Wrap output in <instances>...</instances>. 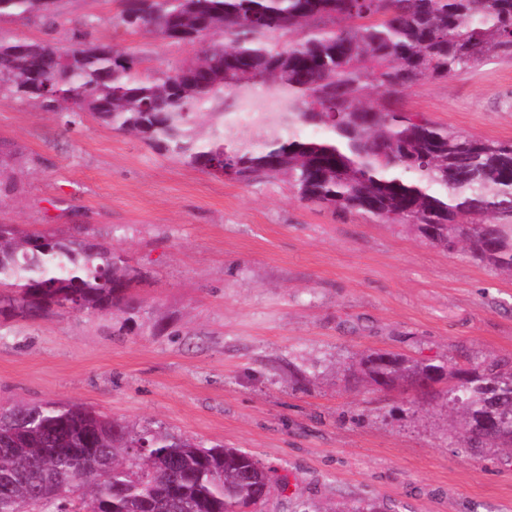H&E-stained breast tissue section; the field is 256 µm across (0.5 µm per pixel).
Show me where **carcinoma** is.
Wrapping results in <instances>:
<instances>
[{
  "instance_id": "carcinoma-1",
  "label": "carcinoma",
  "mask_w": 512,
  "mask_h": 512,
  "mask_svg": "<svg viewBox=\"0 0 512 512\" xmlns=\"http://www.w3.org/2000/svg\"><path fill=\"white\" fill-rule=\"evenodd\" d=\"M56 24L46 0H0V15ZM117 23L200 44L159 77L139 57L99 42L0 40V82L57 114H90L193 168L244 183L288 177L299 199L389 222L438 225L431 242L468 247L512 270V143L418 121L388 100L425 80L512 55V0H127ZM289 36L288 46L280 43ZM310 127L311 137L300 135ZM137 271L111 247L0 224V315L120 311ZM404 379L431 362L393 352L361 356L355 380ZM448 388L462 448L512 453V361L470 367ZM148 447H143V444ZM254 454L206 448L161 430L133 432L97 412L58 403L0 415V512H236L273 487ZM93 473L88 493L76 473ZM332 512H383L373 500Z\"/></svg>"
}]
</instances>
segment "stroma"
<instances>
[{
  "label": "stroma",
  "instance_id": "1",
  "mask_svg": "<svg viewBox=\"0 0 512 512\" xmlns=\"http://www.w3.org/2000/svg\"><path fill=\"white\" fill-rule=\"evenodd\" d=\"M60 25L0 16V39L65 43L93 23L150 75L195 49L115 26L120 0H57ZM393 107L512 142V56L427 80ZM0 224L82 233L142 274L130 309L0 316V412L87 407L256 454L288 489L264 512L374 499L400 512H512V456H464L444 387L352 385L360 355L470 366L512 358V272L416 227L300 201L286 178L244 184L88 116L65 130L0 89Z\"/></svg>",
  "mask_w": 512,
  "mask_h": 512
}]
</instances>
